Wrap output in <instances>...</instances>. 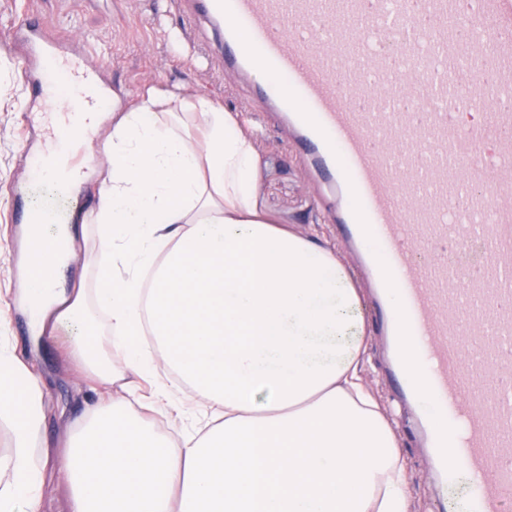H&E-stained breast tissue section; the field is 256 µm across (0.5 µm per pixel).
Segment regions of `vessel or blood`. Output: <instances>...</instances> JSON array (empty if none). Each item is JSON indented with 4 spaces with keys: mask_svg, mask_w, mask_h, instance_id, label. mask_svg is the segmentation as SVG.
Returning <instances> with one entry per match:
<instances>
[{
    "mask_svg": "<svg viewBox=\"0 0 512 512\" xmlns=\"http://www.w3.org/2000/svg\"><path fill=\"white\" fill-rule=\"evenodd\" d=\"M225 69L293 132L339 200L333 222L372 286L385 368L414 416L437 512H512V0H177ZM21 80L46 59L90 116L86 55L24 19ZM70 168L85 146L61 129ZM52 203L23 213L61 223Z\"/></svg>",
    "mask_w": 512,
    "mask_h": 512,
    "instance_id": "1",
    "label": "vessel or blood"
}]
</instances>
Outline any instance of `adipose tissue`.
I'll use <instances>...</instances> for the list:
<instances>
[{
    "instance_id": "ef3b65f1",
    "label": "adipose tissue",
    "mask_w": 512,
    "mask_h": 512,
    "mask_svg": "<svg viewBox=\"0 0 512 512\" xmlns=\"http://www.w3.org/2000/svg\"><path fill=\"white\" fill-rule=\"evenodd\" d=\"M110 163L94 295L58 290L74 245L58 224L41 230L49 273L20 298L36 328L77 327L71 358L116 392L58 460L35 457L45 390L0 345L14 441L0 512H42L51 472L67 512H409L395 423L361 378L359 291L321 238L260 209V156L240 116L149 89L113 123ZM162 412L211 420L174 442L153 420Z\"/></svg>"
}]
</instances>
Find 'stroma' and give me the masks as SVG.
<instances>
[{
    "instance_id": "obj_1",
    "label": "stroma",
    "mask_w": 512,
    "mask_h": 512,
    "mask_svg": "<svg viewBox=\"0 0 512 512\" xmlns=\"http://www.w3.org/2000/svg\"><path fill=\"white\" fill-rule=\"evenodd\" d=\"M30 15L64 30L86 48L89 64L100 69L103 81L118 93L122 109H129L140 93L155 87L188 100L208 97L226 111L242 114L260 131L258 199L263 209L276 223L293 224L304 232L317 230L348 269H355L356 264L340 247L335 228L327 221L333 196L307 169L281 124L265 117L249 81L222 69L215 35L208 24H188L169 0H0V241L11 243L10 254H0V338L16 346L44 385L47 417L35 442L41 452L61 444L97 395L65 352L68 330L59 328L50 336L33 340L19 300L25 253L20 246L22 226L16 213L40 206L54 193L47 184L39 194L31 188L24 190L22 198L13 194L14 187L26 179V148L46 145L36 133L44 117L28 109L37 90L22 86V49L9 43L11 28ZM111 134L112 114L105 111L99 133L88 148L90 162L82 187L68 201L70 221L78 229L77 255L58 277L59 287L68 293L77 288L91 291L97 286L96 272L86 266L85 257L99 245L92 211L108 176L105 142ZM365 336L362 381L380 404L394 412L400 426L398 438L407 462L410 489L409 512H436L434 479L421 449L406 430L409 414L385 376L382 349L373 325H366Z\"/></svg>"
}]
</instances>
